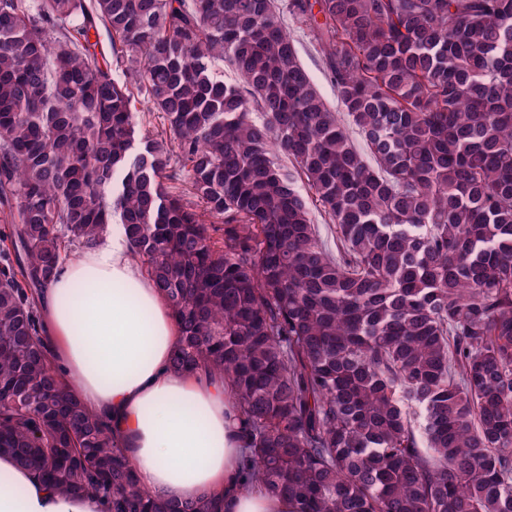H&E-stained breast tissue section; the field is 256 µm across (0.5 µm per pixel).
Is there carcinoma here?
<instances>
[{"label":"carcinoma","instance_id":"cac0c4a2","mask_svg":"<svg viewBox=\"0 0 512 512\" xmlns=\"http://www.w3.org/2000/svg\"><path fill=\"white\" fill-rule=\"evenodd\" d=\"M0 220V453L57 490L224 509L142 488L42 335L62 254L121 224L173 368L234 392L246 480L294 512H512V0H0ZM284 22L294 40L295 47L303 65L319 86L326 101L336 106V109H339L336 100V91L322 70L318 55L310 42L305 26L288 15V12L284 13Z\"/></svg>","mask_w":512,"mask_h":512}]
</instances>
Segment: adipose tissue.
<instances>
[{
	"mask_svg": "<svg viewBox=\"0 0 512 512\" xmlns=\"http://www.w3.org/2000/svg\"><path fill=\"white\" fill-rule=\"evenodd\" d=\"M53 359L89 412L106 417L139 484L169 500H224V512H294L291 501L239 484L241 428L222 378L172 368L180 329L132 256L122 225L65 264L41 297ZM0 454V512H98Z\"/></svg>",
	"mask_w": 512,
	"mask_h": 512,
	"instance_id": "adipose-tissue-1",
	"label": "adipose tissue"
}]
</instances>
